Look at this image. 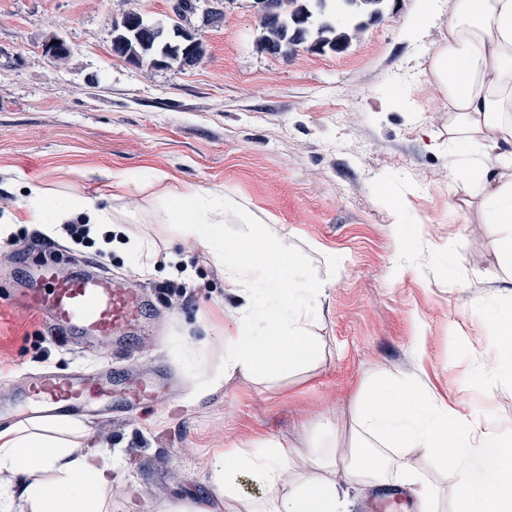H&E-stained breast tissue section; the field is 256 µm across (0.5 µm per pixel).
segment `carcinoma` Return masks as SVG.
Wrapping results in <instances>:
<instances>
[{
  "label": "carcinoma",
  "mask_w": 512,
  "mask_h": 512,
  "mask_svg": "<svg viewBox=\"0 0 512 512\" xmlns=\"http://www.w3.org/2000/svg\"><path fill=\"white\" fill-rule=\"evenodd\" d=\"M385 0H256L262 17L261 48L284 57L299 46L312 50L346 49L364 29L365 21L382 13ZM175 34L160 39L138 25L113 20V52L134 63L179 60L186 65L200 62L205 55L202 40L192 44L188 54L181 51L182 37L191 31L173 25Z\"/></svg>",
  "instance_id": "1"
}]
</instances>
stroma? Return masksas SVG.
I'll list each match as a JSON object with an SVG mask.
<instances>
[{
  "mask_svg": "<svg viewBox=\"0 0 512 512\" xmlns=\"http://www.w3.org/2000/svg\"><path fill=\"white\" fill-rule=\"evenodd\" d=\"M418 4L387 0L345 52L302 49L286 59L260 49L255 0H221L219 22L199 13L188 22L205 42L203 61L154 67L113 53L111 21L129 12L167 20L170 0H0V213L22 212L16 169L68 200L95 194L104 173L126 174L110 203L124 228L118 246L83 257L158 299L131 361L141 373L164 363L183 383L126 419L85 422L89 443L116 465L111 512L219 507L205 468L213 452L267 439L300 446L325 422L346 433L357 393L379 376L396 383L424 370L449 407L488 408L512 429V375L497 371L486 321L473 314L512 316L502 232L486 223L481 194L463 187L469 174L426 81L446 27L414 43L403 35ZM55 35L72 48L62 65L43 52ZM185 184L280 225L312 276L335 272L307 374L269 386L238 373L209 387L241 301L208 251L160 208L161 195ZM393 198L409 203L404 225L421 229L406 255ZM18 236L28 254L0 247V392L44 367L122 361L106 344L52 336L17 302L28 258L45 245L71 247L24 227ZM130 239L145 244L151 275L134 274ZM161 251L168 265L155 264ZM178 262L189 271L187 294L172 298L164 286Z\"/></svg>",
  "mask_w": 512,
  "mask_h": 512,
  "instance_id": "35a3bbf8",
  "label": "stroma"
}]
</instances>
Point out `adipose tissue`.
I'll list each match as a JSON object with an SVG mask.
<instances>
[{"mask_svg":"<svg viewBox=\"0 0 512 512\" xmlns=\"http://www.w3.org/2000/svg\"><path fill=\"white\" fill-rule=\"evenodd\" d=\"M448 36L431 54L428 81L444 98L451 140L464 150V165L485 196L487 223L503 230L500 254L512 272V0H456ZM26 191L22 215L0 216V238L16 223L44 229L80 222L109 226L111 212L99 196L56 203L43 183L15 172ZM185 237L197 240L222 266L224 280L243 303L235 334L224 339V372L276 383L315 361L312 326L335 277L316 279L304 271L278 225L241 201L196 185L163 198ZM239 221L233 233L225 215ZM264 319V334L254 332ZM77 422L36 420L0 429V512L22 501L25 512H108L111 452L76 450ZM505 438L495 425L448 408L423 382L363 390L354 400L350 438L320 425L297 447L266 440L232 447L207 462L224 512H348L352 490L398 477L417 499L418 512H435L437 487L424 480L402 451L422 448L430 461L449 463L452 512H512V466ZM257 488L241 492L242 480Z\"/></svg>","mask_w":512,"mask_h":512,"instance_id":"ef3b65f1","label":"adipose tissue"}]
</instances>
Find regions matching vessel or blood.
<instances>
[{
	"label": "vessel or blood",
	"mask_w": 512,
	"mask_h": 512,
	"mask_svg": "<svg viewBox=\"0 0 512 512\" xmlns=\"http://www.w3.org/2000/svg\"><path fill=\"white\" fill-rule=\"evenodd\" d=\"M32 285L20 289L19 301L41 313L56 331L82 342L99 341L120 351L134 347V329L154 310L153 300L141 289L83 265L62 272L57 263L42 259L28 270ZM158 378L128 377L122 368L96 365L92 377L38 372L22 391L0 396V405L32 401L27 415L89 419L134 414L142 403L156 397Z\"/></svg>",
	"instance_id": "b4317fda"
}]
</instances>
